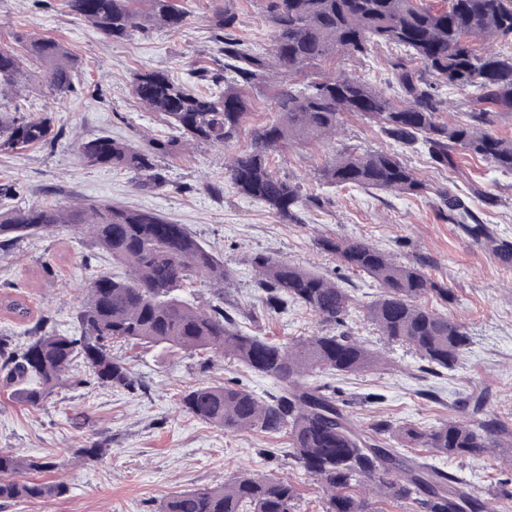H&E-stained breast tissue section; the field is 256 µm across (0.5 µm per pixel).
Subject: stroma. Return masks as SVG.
<instances>
[{
    "mask_svg": "<svg viewBox=\"0 0 512 512\" xmlns=\"http://www.w3.org/2000/svg\"><path fill=\"white\" fill-rule=\"evenodd\" d=\"M216 2L188 0L191 17L182 31L148 27L115 40L71 14L65 0H0V41L14 32L50 36L81 61L73 89L64 98L53 92L45 68H29L25 109L48 114L62 134L50 144L0 153V184L15 187L13 196L0 198V205L104 201L154 211L186 225L234 269L236 282L227 299L240 320L256 334L281 342L317 332L319 321L296 304L279 312L267 310L262 292L252 283L251 256L285 258L338 280L353 297L349 328L373 348L385 346L363 316L379 293L376 284L341 268L317 248V238L362 237L401 259H426L430 278L455 295L453 303L440 305V312L464 322L471 336L463 362L451 371H432L414 351L393 346L387 364L329 377V384L363 426L387 420L430 427L462 415L466 400L479 393L489 413L512 422V264H504L448 223L439 196L450 189L467 198L486 223L512 241V175L465 155L458 156L451 171L420 149L403 159L423 182L421 194L324 188L316 172L340 145L369 151L393 147L373 124L350 117L335 141L272 154L275 175L301 181L307 193L324 200L321 208H301L298 223L285 224L263 204L235 192L224 170L229 151L217 146L200 144L158 158L163 185L149 190L139 187L134 174L80 161L79 143L99 134L142 147L175 137V130L133 95L131 81L141 69L159 68L200 87V67L215 69L224 62L210 29ZM237 3L236 38L257 50H272L273 32L260 0ZM395 56L394 49L376 47L366 58L344 61L342 67L389 95ZM111 268V257L90 235L67 227L20 240L0 252V336L23 346L43 317L49 327L73 331L86 298L85 283ZM8 299L23 301L29 318H12L3 307ZM132 369L137 389H117L97 384L83 363L75 362L69 381L42 407L30 410L9 401L0 384V449L51 461L53 467L42 472V479L67 486L62 497L14 502L0 512H159L172 493L213 487L243 473L289 481L300 494L297 512H324L323 492L289 456L285 434H229L179 408L182 395L204 381L243 386L265 397L275 391L271 378L208 353L191 356L157 349L139 350ZM96 443L106 445V455H86V448ZM405 454L465 477L490 499L494 512H512V499L494 496L497 486L512 487V452L462 461L428 448H409Z\"/></svg>",
    "mask_w": 512,
    "mask_h": 512,
    "instance_id": "obj_1",
    "label": "stroma"
}]
</instances>
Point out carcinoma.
I'll return each mask as SVG.
<instances>
[{"label":"carcinoma","mask_w":512,"mask_h":512,"mask_svg":"<svg viewBox=\"0 0 512 512\" xmlns=\"http://www.w3.org/2000/svg\"><path fill=\"white\" fill-rule=\"evenodd\" d=\"M274 33L273 54L256 52L235 38V0L216 6L211 19L224 44L222 72H209L211 90L198 92L159 69L136 72L134 95L175 129V139L146 148L99 135L78 145L81 162L145 177L156 187V159L194 144L232 146L252 116L246 89L274 85L272 120L252 128L246 150L225 167L237 193L258 201L283 222L297 220L307 201L302 186L269 170L270 156L294 143L319 144L335 137L346 114L376 124L402 149L421 144L443 167L457 168L463 154L512 172V138L485 127L495 109L512 110V53H480L472 46L512 37V0H449L436 11L417 0H261ZM74 15L102 34L124 39L146 24L180 31L189 14L178 0H66ZM374 46L401 52L393 63L397 94L390 97L367 81L336 70V60L357 59ZM419 66H413V63ZM45 67L59 96L72 89L79 59L54 38L15 32L0 44V152L15 153L45 145L60 136L51 119L25 111L15 87L28 64ZM474 88L480 107L463 121L444 122L441 113L454 100L443 90ZM330 187L352 186L417 195L423 183L394 151H338L317 172ZM448 222L474 241L491 247L502 262H512V242L498 236L464 198L442 191ZM88 228L96 244L121 265V274L100 273L86 285L78 312V332H43L20 349L0 338V369L13 384L12 398L38 408L82 360L94 380L135 388L128 363L112 355L122 340L166 351L209 352L274 379V394L263 399L245 387L202 384L185 394V413L228 433L285 432L289 456L315 477L326 496L325 512H383L387 502H412L419 512H490L488 501L473 494L456 473L424 461L408 460L400 448H432L454 459L490 449L512 448V427L493 415L458 417L423 428L379 421L357 424L336 397L318 381L323 373L349 375L374 367L381 355L352 336L347 319L353 299L347 289L286 259L265 254L251 258L255 287L272 309L288 303L306 307L323 330L288 343H277L243 329L224 309L225 288L233 272L182 224L162 215L109 203L54 204L0 209V250L59 226ZM318 248L341 266L362 272L380 288L366 318L389 343L412 347L428 364L453 369L470 345L465 324L425 303L433 294L444 303L455 295L432 281L426 263L401 261L363 238L317 239ZM198 281L209 283L216 302L193 306L183 292ZM52 463L0 450V504L58 497L61 481L26 477ZM296 488L280 479L245 474L220 486L168 496L160 512H296Z\"/></svg>","instance_id":"obj_1"}]
</instances>
